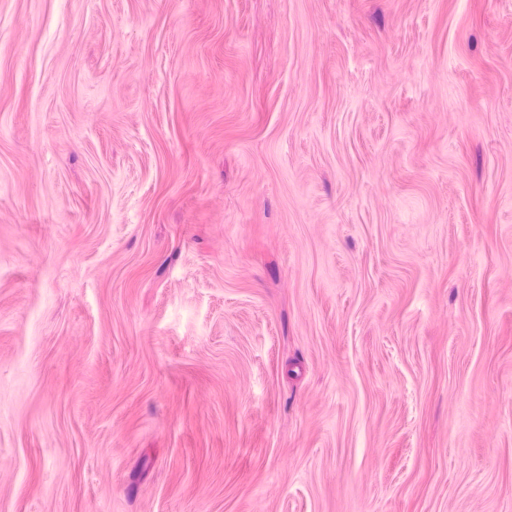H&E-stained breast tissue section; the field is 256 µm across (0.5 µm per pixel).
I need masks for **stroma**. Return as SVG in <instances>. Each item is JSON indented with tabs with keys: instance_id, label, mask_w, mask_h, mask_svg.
Instances as JSON below:
<instances>
[{
	"instance_id": "stroma-1",
	"label": "stroma",
	"mask_w": 512,
	"mask_h": 512,
	"mask_svg": "<svg viewBox=\"0 0 512 512\" xmlns=\"http://www.w3.org/2000/svg\"><path fill=\"white\" fill-rule=\"evenodd\" d=\"M0 512H512V0H0Z\"/></svg>"
}]
</instances>
